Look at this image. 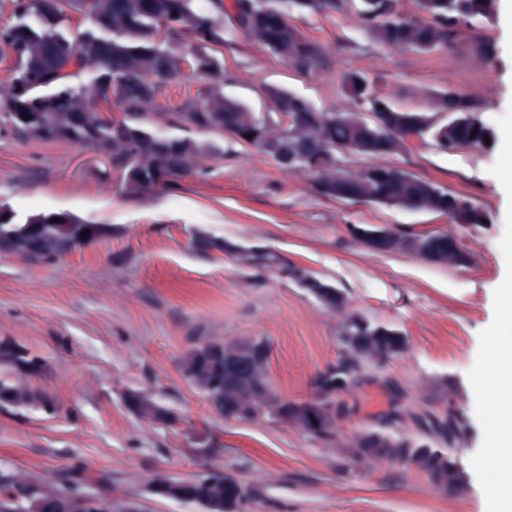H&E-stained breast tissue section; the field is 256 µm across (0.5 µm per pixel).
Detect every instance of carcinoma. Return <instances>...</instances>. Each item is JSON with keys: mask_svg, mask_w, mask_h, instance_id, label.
Masks as SVG:
<instances>
[{"mask_svg": "<svg viewBox=\"0 0 512 512\" xmlns=\"http://www.w3.org/2000/svg\"><path fill=\"white\" fill-rule=\"evenodd\" d=\"M339 6L338 0H0V8L10 14V21L0 25V56L13 49L14 58L7 78L19 84V94L0 100V124L27 141L47 144L67 142L89 147L107 158L116 171L117 192L128 200H138L150 193H175L188 177L204 179L210 169L195 170L199 154L224 157L217 142L199 141L180 135H165L160 141L156 122L174 127L207 131L220 138L260 150L257 142L262 120L242 103L224 95V33L226 24L240 33L245 27L234 16H245L268 24L271 39L263 48L283 63L298 64L296 72L312 75L318 67L319 50L289 19L291 12H328ZM104 11L98 29L74 31L68 26V10L87 14ZM393 0H360V16L365 27L383 45L416 52H429L451 38L455 26L472 16L493 17L495 0H428L422 21L398 22L393 16ZM190 41V53L196 57L194 75L205 82L194 99L186 101L177 112H139L133 104L145 95L157 96L163 85L182 73L184 52L179 40ZM372 82L357 70L342 79L344 92L354 100L370 93ZM276 112H301L311 119L329 120L330 141L342 148L362 136L345 115L325 112L308 100L278 87L266 88ZM457 112H476L478 107L468 97L453 90L435 93L437 102ZM113 102L125 105L122 119L128 150L111 153L112 123L97 117L101 105ZM494 127L482 116L475 123L460 125L445 135L448 145L433 144L447 154L484 142V134ZM400 188L380 182L374 188L372 203L397 205ZM10 214L0 225V241L19 247L29 246L35 235L56 242V253L44 255L37 250L27 256L35 263H51L78 249L112 236V225L89 224L70 212L42 210L20 217L10 207L0 205ZM59 221L53 222L51 218ZM451 224H482L484 213L476 206L450 208ZM89 234L84 235L82 231ZM194 249L203 252H232L237 260L252 264L251 252L230 249L222 238L206 233L191 237ZM381 330L374 337L380 357L389 362L402 355L407 337L396 327L372 321ZM207 336H196L181 355L178 368L183 379L200 392L212 410L224 415V397L247 388L242 376L232 377L215 359L213 352L201 346ZM264 356L270 345L263 340L226 339L224 346L245 359L255 346ZM44 360L24 345L6 338L0 340V406L40 407L55 410L52 399L40 388L28 385L23 392L14 390L13 378L20 372L34 376L43 372ZM335 378L344 382L330 394L348 389L353 372L343 361L331 367ZM137 410L149 408L155 421L173 426L179 416L169 408L147 398L135 396ZM403 448L410 464L429 475L436 485L450 490L462 487L461 473L446 449L405 437ZM61 486L85 483L105 495L112 490L110 476L103 472L89 474L79 466L57 472ZM235 487L236 497L224 500V484ZM251 491L234 473L214 469L193 479L171 477L165 499L196 505L200 512H244ZM24 512H80L77 504L66 498L49 503L40 482L29 487Z\"/></svg>", "mask_w": 512, "mask_h": 512, "instance_id": "carcinoma-1", "label": "carcinoma"}]
</instances>
